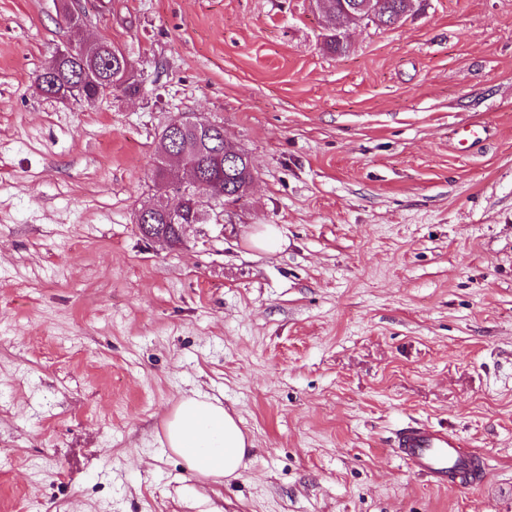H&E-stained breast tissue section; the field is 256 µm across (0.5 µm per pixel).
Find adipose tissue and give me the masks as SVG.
Segmentation results:
<instances>
[{"label": "adipose tissue", "mask_w": 512, "mask_h": 512, "mask_svg": "<svg viewBox=\"0 0 512 512\" xmlns=\"http://www.w3.org/2000/svg\"><path fill=\"white\" fill-rule=\"evenodd\" d=\"M164 435L167 448L195 475L216 481L239 476L249 446L236 419L199 391L180 398L164 422Z\"/></svg>", "instance_id": "ef3b65f1"}]
</instances>
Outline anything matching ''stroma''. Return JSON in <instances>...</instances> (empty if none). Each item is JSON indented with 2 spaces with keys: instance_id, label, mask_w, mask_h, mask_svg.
Here are the masks:
<instances>
[{
  "instance_id": "obj_1",
  "label": "stroma",
  "mask_w": 512,
  "mask_h": 512,
  "mask_svg": "<svg viewBox=\"0 0 512 512\" xmlns=\"http://www.w3.org/2000/svg\"><path fill=\"white\" fill-rule=\"evenodd\" d=\"M85 7L137 94L36 93L77 35L61 0H0V512H512V0H415L343 55L310 0ZM181 113L255 179L172 249L135 214ZM196 389L253 442L238 478L159 441ZM411 421L485 483L411 471ZM392 448L415 472L430 476L448 487L476 485L485 473L483 456L467 441L446 428L419 422L398 429Z\"/></svg>"
}]
</instances>
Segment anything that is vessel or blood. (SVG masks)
<instances>
[{"label": "vessel or blood", "mask_w": 512, "mask_h": 512, "mask_svg": "<svg viewBox=\"0 0 512 512\" xmlns=\"http://www.w3.org/2000/svg\"><path fill=\"white\" fill-rule=\"evenodd\" d=\"M392 447L413 471L430 476L440 485L473 486L484 477L480 451L446 428L407 424L395 432Z\"/></svg>", "instance_id": "vessel-or-blood-1"}]
</instances>
